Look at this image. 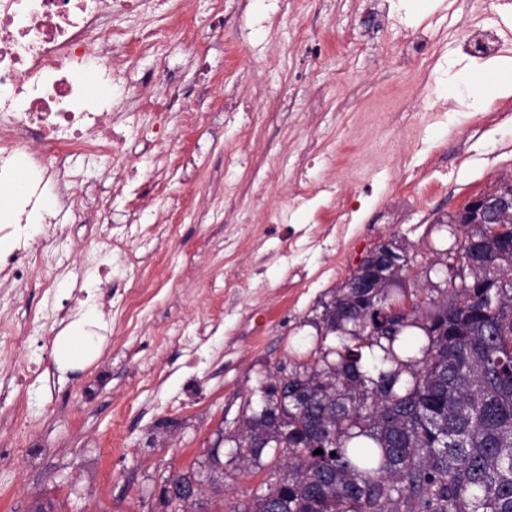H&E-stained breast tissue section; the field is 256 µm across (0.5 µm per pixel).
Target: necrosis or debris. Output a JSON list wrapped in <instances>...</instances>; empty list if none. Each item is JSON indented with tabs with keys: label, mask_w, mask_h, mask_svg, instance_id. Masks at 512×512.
<instances>
[{
	"label": "necrosis or debris",
	"mask_w": 512,
	"mask_h": 512,
	"mask_svg": "<svg viewBox=\"0 0 512 512\" xmlns=\"http://www.w3.org/2000/svg\"><path fill=\"white\" fill-rule=\"evenodd\" d=\"M171 0H0V181L16 164L33 175L29 192L14 215L0 223V279L39 289L47 302L36 323L0 321V339L22 343L32 326L51 335L71 317L79 302L109 305L112 264L102 253L87 250L84 266L96 271L98 289L74 287L57 299V285L70 267L38 276L36 267L48 241L58 238L64 218L79 216L87 189L73 173L76 157L91 153L104 170L122 158L126 137L116 115L130 101L149 104L145 95L116 93L121 71L118 57L126 40L112 28L117 14L169 9ZM95 69L101 91L86 89L81 72ZM54 188L59 206L45 211L42 192Z\"/></svg>",
	"instance_id": "obj_1"
}]
</instances>
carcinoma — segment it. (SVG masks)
<instances>
[{"mask_svg":"<svg viewBox=\"0 0 512 512\" xmlns=\"http://www.w3.org/2000/svg\"><path fill=\"white\" fill-rule=\"evenodd\" d=\"M462 257L483 243L512 277V239L448 217ZM424 302L381 325L405 288L351 275L324 306L339 345L269 377L247 402L224 466L286 474L244 512H512V281L470 268L457 288L432 263ZM321 453H315V450Z\"/></svg>","mask_w":512,"mask_h":512,"instance_id":"obj_1","label":"carcinoma"}]
</instances>
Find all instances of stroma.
<instances>
[{
  "instance_id": "35a3bbf8",
  "label": "stroma",
  "mask_w": 512,
  "mask_h": 512,
  "mask_svg": "<svg viewBox=\"0 0 512 512\" xmlns=\"http://www.w3.org/2000/svg\"><path fill=\"white\" fill-rule=\"evenodd\" d=\"M189 22L188 49L172 32ZM112 25L144 41L128 83L164 70L192 92L172 116L128 118L118 180L78 158L106 209L62 225L48 259L76 262L91 225L120 232L145 210L176 225L162 249L180 272L115 263V297L144 304L131 332L80 303L76 318L101 316V351L60 371L23 433L0 426L1 445L25 449L0 460V512H153L157 484L198 467L273 366L312 361L325 304L370 250L392 238L431 259L450 243L444 218L512 174V96L477 104L468 73L512 58V0H180ZM326 182L335 193L306 199ZM353 190L347 215L334 197ZM163 325L211 329L197 364L158 344ZM267 475L226 480L204 512L240 510Z\"/></svg>"
}]
</instances>
